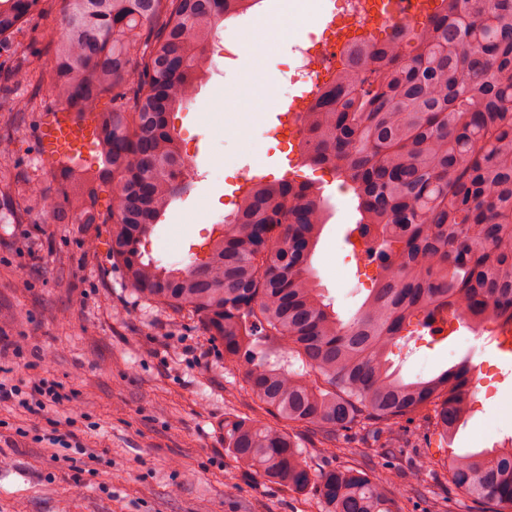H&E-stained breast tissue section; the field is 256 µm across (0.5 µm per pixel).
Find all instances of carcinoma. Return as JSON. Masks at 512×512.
<instances>
[{"label":"carcinoma","mask_w":512,"mask_h":512,"mask_svg":"<svg viewBox=\"0 0 512 512\" xmlns=\"http://www.w3.org/2000/svg\"><path fill=\"white\" fill-rule=\"evenodd\" d=\"M51 0H0V112H36L16 89L40 73L15 41ZM259 0H61L48 35L57 106L99 118L101 163L56 167L60 224H106L112 259L141 299L189 308L224 359L244 368L259 408L283 421L224 419V450L271 485L315 492L322 512H390L389 479L354 466L315 470L302 430L331 453L387 455L400 420L427 423L419 471L436 464L465 497L512 512V438L457 455L452 440L474 402L467 360L428 378L400 376L393 356L426 326L457 319L512 330V0H441L417 29L356 43L303 113L300 150L354 193L352 253L377 263L375 288L343 319L326 301L312 259L324 201L309 182L253 183L186 267L148 249L171 202L194 181L171 122L195 100L219 25ZM0 156V224L42 210L34 179L10 177ZM112 185L107 211L99 192ZM375 430L346 439L367 424Z\"/></svg>","instance_id":"1"}]
</instances>
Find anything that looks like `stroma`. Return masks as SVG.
Segmentation results:
<instances>
[{
    "mask_svg": "<svg viewBox=\"0 0 512 512\" xmlns=\"http://www.w3.org/2000/svg\"><path fill=\"white\" fill-rule=\"evenodd\" d=\"M64 24L61 5L36 17L17 36L41 60L35 90L50 98L52 50L48 32ZM292 52L270 55L261 79L265 91L237 107V124L259 151L243 153L224 132L226 86L236 84L229 62L205 81L193 103L174 121L182 151L201 180L174 201L151 236L152 254L185 262L203 245L213 225L234 210L235 177H218L215 160L237 169L258 163L268 176L294 175L321 186L326 224L313 257L321 288L335 310L353 315L372 286L375 266L357 268L344 235L357 220L351 194H337L326 170L293 167L297 145L272 137L274 104L287 102ZM36 112L0 114V143L9 145L6 165L35 170L39 185L56 175L38 166ZM199 223H191V216ZM83 224H58L45 209L24 224H0V377L19 383L38 375L58 383L64 400L34 415L0 405V512H321L317 495L271 486L224 449L221 428L229 414L249 415L257 404L242 370L224 360L189 310L137 298L106 245L89 250ZM401 368L407 378L425 377L469 354L453 342L411 341ZM476 401L460 449L490 448L512 437V361L486 351L472 376ZM72 419L76 441L55 449L49 442L59 422ZM409 447L393 458L335 456L305 434L313 468L367 465L388 475L392 512H426L427 504L405 474L416 466L414 450L426 431L421 418L404 420ZM59 454L52 462L51 454Z\"/></svg>",
    "mask_w": 512,
    "mask_h": 512,
    "instance_id": "stroma-1",
    "label": "stroma"
}]
</instances>
